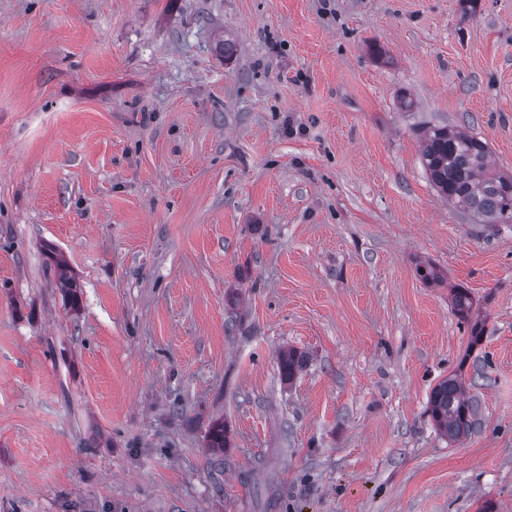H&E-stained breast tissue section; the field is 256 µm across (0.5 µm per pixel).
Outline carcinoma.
I'll return each instance as SVG.
<instances>
[{
  "mask_svg": "<svg viewBox=\"0 0 512 512\" xmlns=\"http://www.w3.org/2000/svg\"><path fill=\"white\" fill-rule=\"evenodd\" d=\"M426 173L437 191L457 209L473 214L485 224L512 223V175L499 173L490 164L485 142L461 127L435 128L422 142ZM454 311L470 326L471 344L482 337V328L470 320L472 300L468 289H453ZM304 365V356L294 349L282 352L280 372L291 380ZM428 412L438 433L450 440L469 435L477 421L478 402L469 395L462 375L453 373L430 393ZM229 440L224 425L217 424L208 435V447L224 450Z\"/></svg>",
  "mask_w": 512,
  "mask_h": 512,
  "instance_id": "obj_1",
  "label": "carcinoma"
}]
</instances>
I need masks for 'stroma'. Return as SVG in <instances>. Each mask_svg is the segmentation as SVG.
Listing matches in <instances>:
<instances>
[{"mask_svg":"<svg viewBox=\"0 0 512 512\" xmlns=\"http://www.w3.org/2000/svg\"><path fill=\"white\" fill-rule=\"evenodd\" d=\"M442 126L512 173V0H0V512H512V224ZM489 153L485 142L461 127L435 128L422 142L426 173L455 208L484 224H511L512 175L494 170ZM454 311L461 322L467 323L470 326L471 344H477L482 337V328L479 327L477 322L470 320L472 310V300L468 289L466 288H453L452 297ZM428 412L441 436L458 440L473 431L478 402L469 395L462 374L453 373L432 389Z\"/></svg>","mask_w":512,"mask_h":512,"instance_id":"35a3bbf8","label":"stroma"}]
</instances>
